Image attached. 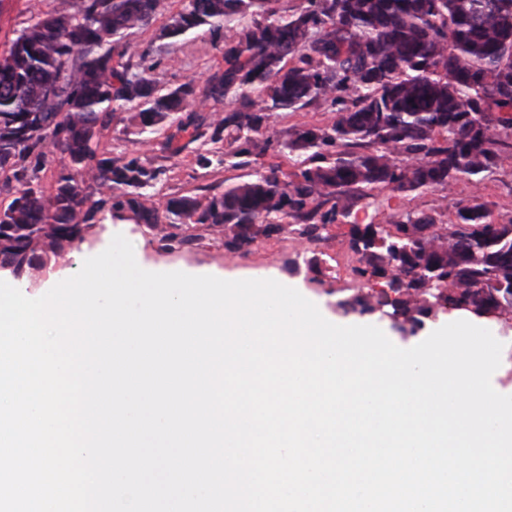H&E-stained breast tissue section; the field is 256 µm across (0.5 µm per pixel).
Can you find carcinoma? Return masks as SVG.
<instances>
[{
	"label": "carcinoma",
	"instance_id": "1",
	"mask_svg": "<svg viewBox=\"0 0 512 512\" xmlns=\"http://www.w3.org/2000/svg\"><path fill=\"white\" fill-rule=\"evenodd\" d=\"M158 35L206 28L222 62L204 81L164 86L160 61L127 40L156 18L160 0H54L0 43V268L22 280L85 232L142 224L167 252L220 232L228 253L289 231L319 246L348 227L361 284L337 302L387 315L415 336L436 288L472 316H512V219L487 205L397 210L360 224L390 198L421 196L459 177L480 183L512 167V0H181ZM316 104L322 127L269 131L274 113ZM118 111L140 133L165 129L157 151L191 145L203 168H249L251 178L201 194L151 200L168 168L139 151L112 153L100 138ZM295 157L286 172L274 161ZM60 164L43 187L50 159Z\"/></svg>",
	"mask_w": 512,
	"mask_h": 512
}]
</instances>
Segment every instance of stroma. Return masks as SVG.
I'll use <instances>...</instances> for the list:
<instances>
[{"label": "stroma", "instance_id": "stroma-1", "mask_svg": "<svg viewBox=\"0 0 512 512\" xmlns=\"http://www.w3.org/2000/svg\"><path fill=\"white\" fill-rule=\"evenodd\" d=\"M180 7L179 0H162L155 22L149 28L134 31L129 36L131 42L152 48L162 57L160 79L167 86L184 82L191 77L204 80L220 59L219 51L212 45L210 35L205 31L180 41L159 39L160 28ZM166 165V181L152 192L154 200L157 201L174 194H195L200 188L235 180L238 175L234 169L200 168L194 153L189 151L167 160ZM473 198L487 203L495 219L512 217V169L501 171L480 185L461 178L447 189H438L417 199L397 197L392 199L391 206L395 209L435 207L451 216L455 213L457 202ZM118 233L132 243L134 254L140 262L208 266L249 279L272 277L283 283L302 287L339 322L344 321L345 316L337 310V301L352 294L359 287L352 274V269L357 264L356 257L348 250L345 237L340 235L330 236L314 252L296 235L281 234L258 238L243 253H227L219 241L214 239L204 240L199 246L189 250L169 253L162 250L158 238L148 233L144 227L117 222L93 227L86 233L84 242L75 244L63 256L50 259L45 270L26 280L27 292L38 294L49 275L63 267L75 269L82 266L86 250L107 248L113 236ZM314 255L318 256L323 271L324 282L320 285L312 283V273L306 264L307 259Z\"/></svg>", "mask_w": 512, "mask_h": 512}]
</instances>
